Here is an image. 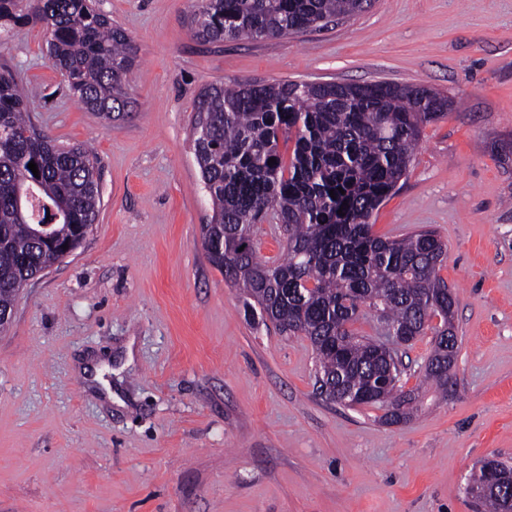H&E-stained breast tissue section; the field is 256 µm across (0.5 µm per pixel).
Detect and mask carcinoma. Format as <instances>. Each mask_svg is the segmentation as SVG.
Masks as SVG:
<instances>
[{
	"mask_svg": "<svg viewBox=\"0 0 512 512\" xmlns=\"http://www.w3.org/2000/svg\"><path fill=\"white\" fill-rule=\"evenodd\" d=\"M366 2L196 0L189 27L207 44L282 38L355 14ZM29 24L45 29L49 61L82 107L108 120L131 110L127 83L138 49L93 0H0V34ZM193 111L194 157L213 210L204 249L242 290L245 311L310 340L320 392L336 403L355 391L361 405H386L391 423L405 419L412 403L399 386L398 350L388 355L349 330L369 314L406 344L433 330L424 379L447 387L443 328L455 301L438 275L446 246L429 229L383 239L370 219L406 174L422 128L448 107L423 86L371 82L338 93L332 82L277 81L210 85ZM26 112L15 75L0 68V332L27 282L56 264L51 244L35 234L39 221L24 191L36 182L37 195L65 214L55 225L58 244L79 243L77 225L94 224L101 202L93 151L57 143ZM290 139L287 158L279 143ZM264 221L286 235L279 262L258 254L254 227ZM465 494L483 512H512V492L488 486L482 467Z\"/></svg>",
	"mask_w": 512,
	"mask_h": 512,
	"instance_id": "obj_1",
	"label": "carcinoma"
}]
</instances>
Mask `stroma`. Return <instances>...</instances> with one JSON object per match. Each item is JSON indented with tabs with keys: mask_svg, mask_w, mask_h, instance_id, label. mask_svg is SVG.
Listing matches in <instances>:
<instances>
[{
	"mask_svg": "<svg viewBox=\"0 0 512 512\" xmlns=\"http://www.w3.org/2000/svg\"><path fill=\"white\" fill-rule=\"evenodd\" d=\"M195 0H97L138 48L132 112L65 90L40 27L0 38L29 116L90 146L101 204L82 246L29 281L0 333V512H479L464 488L512 463V0H371L281 39L202 44ZM387 82L452 110L423 127L374 235L448 246L457 359L424 382L431 335L401 347L415 408L385 423L316 386L306 337L245 313L203 248L212 204L191 128L212 84Z\"/></svg>",
	"mask_w": 512,
	"mask_h": 512,
	"instance_id": "stroma-1",
	"label": "stroma"
}]
</instances>
